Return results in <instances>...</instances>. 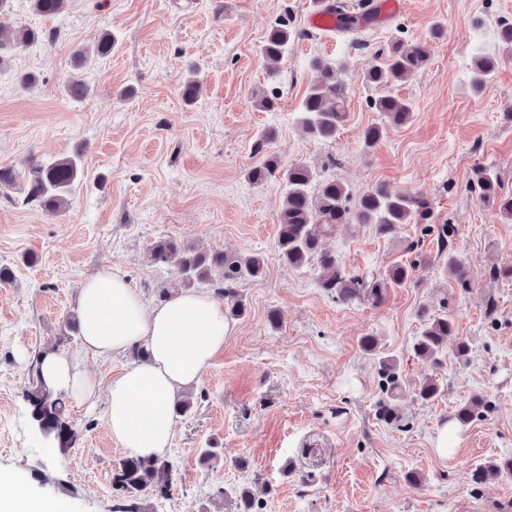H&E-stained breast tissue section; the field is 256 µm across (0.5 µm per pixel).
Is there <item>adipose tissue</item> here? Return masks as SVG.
Returning <instances> with one entry per match:
<instances>
[{
    "instance_id": "adipose-tissue-1",
    "label": "adipose tissue",
    "mask_w": 512,
    "mask_h": 512,
    "mask_svg": "<svg viewBox=\"0 0 512 512\" xmlns=\"http://www.w3.org/2000/svg\"><path fill=\"white\" fill-rule=\"evenodd\" d=\"M78 301L84 351L104 356L140 345L147 357L104 385L81 370L78 357L50 354L41 362L44 379L56 389L78 391L84 403L106 389L105 422L121 449L141 458L165 455L177 425L176 400L199 380L232 331L223 307L191 291L148 304L116 267L85 280ZM0 512H65V505L0 478Z\"/></svg>"
}]
</instances>
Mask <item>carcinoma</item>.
I'll return each instance as SVG.
<instances>
[{"label": "carcinoma", "instance_id": "cac0c4a2", "mask_svg": "<svg viewBox=\"0 0 512 512\" xmlns=\"http://www.w3.org/2000/svg\"><path fill=\"white\" fill-rule=\"evenodd\" d=\"M68 0H30L32 10L50 16L63 12ZM341 23L335 31L358 42L362 25L358 18L336 12ZM300 34L280 20L268 30L260 48L267 64L268 78L278 77V64L288 53V47ZM51 40V35L21 26L6 31L0 28V49L17 44L29 45ZM431 58L428 41H418L406 47L392 43L381 62L364 74V81L378 89L372 109L384 117V122L367 126L362 134L363 146L376 147L390 127L406 125L413 117V105L392 92V88L408 80L425 66ZM501 57L488 52L479 43L472 54L470 67L471 89L479 92L495 73ZM318 73L317 81L305 92L298 112V123L305 135L316 141L333 142L347 120V88L341 78L343 68L336 67L319 57L309 62ZM198 70H189L182 95L194 102L198 95ZM81 155L65 156L48 163L29 167L24 191L25 200L50 212L68 204L76 184L83 177ZM249 179L256 184L276 182L283 185L284 204L279 216L277 248L281 260L290 267L318 268V286L340 302L365 301L375 307L381 305L390 288H401L410 280L417 261L399 262L372 277L359 276L344 270L341 262L330 251L322 248L321 240L331 236L338 224H367L380 236L396 233L402 224H423L425 231L435 232L440 245L448 242L452 228L446 224L431 225L429 200L421 193H392L384 185L353 197L352 191L339 181L325 178L310 166L299 163L286 170L279 169L273 158L249 172ZM474 189L484 202L498 206L506 216L512 217V194L501 192L498 173L491 166H480L474 171ZM153 263L172 267L177 277L169 286L159 289V297L167 298L175 291L197 284L217 287L230 304L233 315L243 312L242 300L236 286L245 279H258L264 274V261L255 255L242 256L222 251H200L173 239L156 241L151 249ZM421 314L427 320L415 337L412 350L415 356L435 367L443 366L444 351L448 341L455 339L454 356L466 366L471 348L469 343L456 336L454 321L446 315ZM51 347L40 354L31 368V377L23 396L28 403L31 421L45 442L60 453H66L76 444L79 433L67 416L64 393L49 385L40 371L41 360L54 352ZM379 377L386 400L379 403L378 417L387 424L400 426L402 416L393 404L401 390L397 374V360L392 356L379 358ZM443 388L434 378H427L419 388V397L428 402L437 399ZM483 403L477 400L457 409L454 420L468 424L479 415ZM505 474H512V458L481 464L464 474L473 485H483ZM177 479V470L167 457L122 459L112 476V487L126 501L120 512H146L144 502L149 498L168 496ZM235 512H262L264 502L258 492L248 487L234 491Z\"/></svg>", "mask_w": 512, "mask_h": 512}]
</instances>
